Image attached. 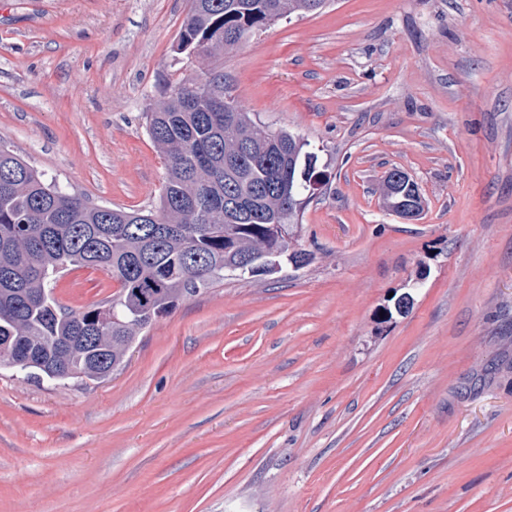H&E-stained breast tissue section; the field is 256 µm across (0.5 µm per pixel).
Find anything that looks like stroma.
I'll return each mask as SVG.
<instances>
[{
  "label": "stroma",
  "instance_id": "35a3bbf8",
  "mask_svg": "<svg viewBox=\"0 0 512 512\" xmlns=\"http://www.w3.org/2000/svg\"><path fill=\"white\" fill-rule=\"evenodd\" d=\"M190 7L0 0V139L148 209L146 112L221 67L330 176L297 229L314 258L183 299L106 381L0 368V512H512V0H329L215 58L176 51ZM396 167L417 218L382 206ZM117 292L80 268L53 296Z\"/></svg>",
  "mask_w": 512,
  "mask_h": 512
}]
</instances>
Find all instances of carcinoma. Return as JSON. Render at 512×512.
I'll return each mask as SVG.
<instances>
[{
  "instance_id": "1",
  "label": "carcinoma",
  "mask_w": 512,
  "mask_h": 512,
  "mask_svg": "<svg viewBox=\"0 0 512 512\" xmlns=\"http://www.w3.org/2000/svg\"><path fill=\"white\" fill-rule=\"evenodd\" d=\"M325 0H191L177 51L216 57L247 35L292 15L315 14ZM224 69L208 81L186 76L146 113V129L166 176L159 206L125 209L67 193L0 144V346L32 374L103 381L124 362L140 332L224 271L255 268L267 252L307 265L291 248L313 186L318 154L285 130L263 129L224 99ZM384 207L416 217L418 184L395 169L380 188ZM100 270L118 284L103 306L43 305L54 280L76 268Z\"/></svg>"
}]
</instances>
